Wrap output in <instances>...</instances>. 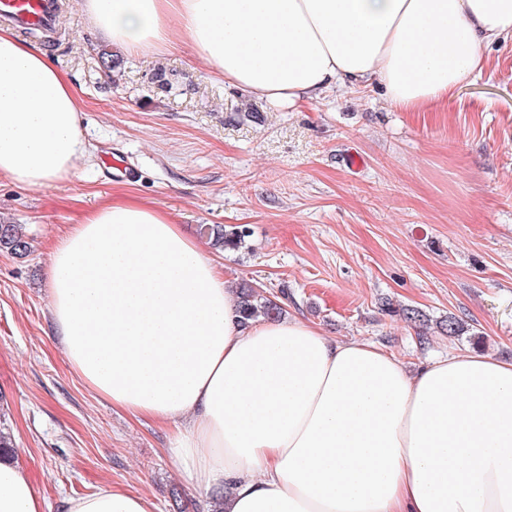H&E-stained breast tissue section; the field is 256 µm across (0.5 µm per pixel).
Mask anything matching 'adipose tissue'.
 I'll return each mask as SVG.
<instances>
[{"label":"adipose tissue","mask_w":512,"mask_h":512,"mask_svg":"<svg viewBox=\"0 0 512 512\" xmlns=\"http://www.w3.org/2000/svg\"><path fill=\"white\" fill-rule=\"evenodd\" d=\"M132 53L179 34L226 83L282 106L383 86L417 112L512 36V0H83ZM81 102L47 55L0 27V177L50 187L87 153ZM51 316L83 384L170 426L178 471L225 512H512V359L469 351L408 371L371 341L299 318L243 322L213 261L166 211L103 202L54 245ZM0 460V512H44ZM105 487L64 512H156Z\"/></svg>","instance_id":"obj_1"}]
</instances>
